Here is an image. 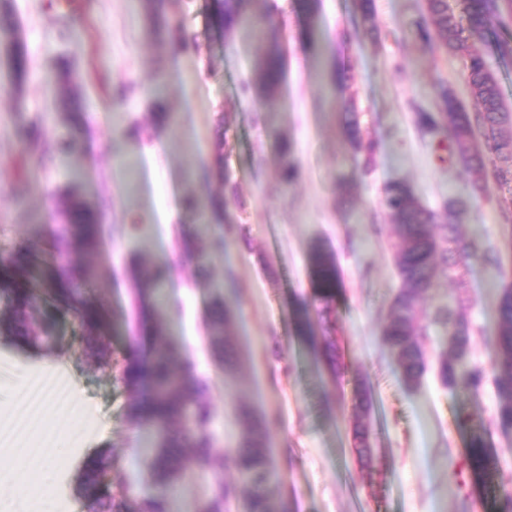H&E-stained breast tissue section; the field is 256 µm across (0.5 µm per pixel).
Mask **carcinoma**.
Masks as SVG:
<instances>
[{
	"label": "carcinoma",
	"mask_w": 512,
	"mask_h": 512,
	"mask_svg": "<svg viewBox=\"0 0 512 512\" xmlns=\"http://www.w3.org/2000/svg\"><path fill=\"white\" fill-rule=\"evenodd\" d=\"M246 0H215L214 19L227 34L234 33L246 20L243 5ZM430 24L417 30L426 44L436 40L442 47L467 57V77L477 111L467 112L455 95L444 86L437 88L440 103L437 112H420L417 124L426 135L439 138V144L464 161L476 176L485 173L491 157L512 153V139L501 136L505 120L504 105L498 83L489 72L484 58L469 49L468 40L483 34L499 23L498 0H462L463 19H458L448 8V0H427ZM267 47L255 73L254 80L245 89L272 100L282 79L283 57L275 23L265 26ZM15 22L10 0H0V44L16 82H22L28 72L25 44L13 40ZM59 76L67 86L61 97L63 111L67 112L72 128L80 126L79 97L72 90L70 62L59 60ZM346 134L363 166L372 165L377 143L360 135L356 113H350ZM385 207L401 241L396 255V267L401 286L393 298L392 312L384 328L385 341L396 355L405 381L419 382L425 371L422 341L427 337L428 318L434 326L447 333L452 355L439 362V376L448 386L481 387L485 371L472 364L467 354L472 336L466 318L465 301L455 306L440 305L426 313L419 308L425 296L434 287L439 268L455 270L467 266L479 257L483 262L501 267L497 254L485 251L477 254V247L463 243L457 236V223L462 204L448 200V212L441 217L423 206L410 186L394 181L385 190ZM59 211L61 222L54 232L48 251L38 254L16 249L0 257V299L4 311L0 313V335L17 336L31 349L49 346L50 337L38 336L32 328V311L38 301L49 303L59 314L76 320L80 325L79 340L89 359L99 368L115 373V379L126 389L138 388L142 377L150 380V393L130 408V413L165 432L156 449L151 473L159 492L140 501L130 499L125 490L108 488L109 465L103 455L89 459L83 468L78 494L86 512H171L167 490L176 486L187 473L211 475L216 488L202 506V512H224V506L237 498V487L221 480L225 468L236 471L239 481L247 488L244 500L246 512H274L268 495V485L275 477L272 449L269 448L263 423L254 421L241 410L244 433L237 446L230 450L219 448L210 431L211 413L204 402L207 390L186 358L181 347L170 339L169 323L165 317L162 289L168 270L165 264L149 262L135 255L130 273L138 282L139 297H155L156 313L149 316V335L152 345L146 361L139 357V343L131 344L123 353L112 349L106 335L99 308L84 290L92 279L93 269L84 262V255L99 248L102 225L96 222L94 210L81 198L78 187L70 181L62 185ZM208 225L198 228V239L182 242V249L197 262L203 281H208L209 253L224 250V238L208 236ZM313 288L318 300L333 301L339 287V277L332 253L317 248L311 255ZM498 326L487 338L491 367L497 371V424L503 430H512V287L502 289L497 307ZM232 309L221 294L210 302L209 326L212 346L220 358L232 360V348L224 342V334ZM298 336L312 340L315 325L306 308L298 310ZM355 440L362 459L371 461L367 448L368 428L358 424ZM487 461L483 436L473 437L468 463L481 468Z\"/></svg>",
	"instance_id": "carcinoma-1"
}]
</instances>
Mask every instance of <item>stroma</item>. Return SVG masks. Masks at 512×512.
<instances>
[{
    "label": "stroma",
    "instance_id": "stroma-1",
    "mask_svg": "<svg viewBox=\"0 0 512 512\" xmlns=\"http://www.w3.org/2000/svg\"><path fill=\"white\" fill-rule=\"evenodd\" d=\"M503 22L485 39L472 40L497 80L512 112V0H499ZM29 53V74L15 82L0 57V255L18 247H48L56 224L61 169L80 174V191L97 212L106 246L87 261L95 276L91 294L123 349L127 333L148 343L146 313L134 304L129 275L132 248L152 259H172L165 292L173 306L174 338L210 388V429L220 446L242 435L240 407L266 423L277 476L274 505L288 512H498L512 473V433L497 429L496 373L485 335L497 327V303L507 280L498 269L474 261L439 270L433 294L421 307L469 301L474 342L471 363L484 367L478 391L445 386L436 370L445 343L425 348L429 369L406 384L383 339L392 298L400 286V240L384 204L392 181L409 184L420 202L445 213L449 200L466 204L459 232L464 241L507 252L512 223L502 217L507 188L485 175L473 193V173L458 156H441L420 131L417 115L435 111L434 84L448 87L468 111L477 105L466 84V60L429 50L417 28L425 24V0H374L375 28L365 31L358 0H319L320 37H303L306 0H249L246 12H262L277 24L284 55L279 94L266 100L243 87L255 74L265 44L238 29L219 34L211 22L213 0H76L78 23L67 31L56 0H13ZM183 38L179 52L156 45L149 12ZM67 57L80 76L83 121L74 150L62 167L52 163L54 143L70 133L60 109L57 61ZM125 88L116 100L117 88ZM163 105L173 116L154 126ZM357 110L364 137L376 140L371 170H363L345 134L349 110ZM37 125L45 167L27 169L25 195H17L26 146L21 125ZM287 139L280 158L275 138ZM222 144L233 174L225 187L211 172L215 144ZM297 171L280 180L281 162ZM202 196V208H183L186 196ZM222 234L226 248L211 254L209 269L223 287L234 318L227 332L238 353L232 373L213 355L208 335L209 289L197 282L195 261L178 255L183 231L200 221ZM336 257L340 287L331 306L312 286L313 245ZM306 305L318 335L339 354L337 375L316 361L295 332L294 309ZM329 320H322L323 308ZM38 323L54 338L39 354L0 336V392L14 390L20 366L51 364L78 390L91 428L66 463L64 512L79 503L76 484L86 455L111 456L112 482L129 483L133 499L156 493L146 469L152 442L128 415L136 395L110 372L86 365L76 321L44 309ZM371 390L369 411L356 402L359 385ZM370 428L371 461L360 459L354 428ZM487 434L489 463L467 465L472 432Z\"/></svg>",
    "mask_w": 512,
    "mask_h": 512
}]
</instances>
